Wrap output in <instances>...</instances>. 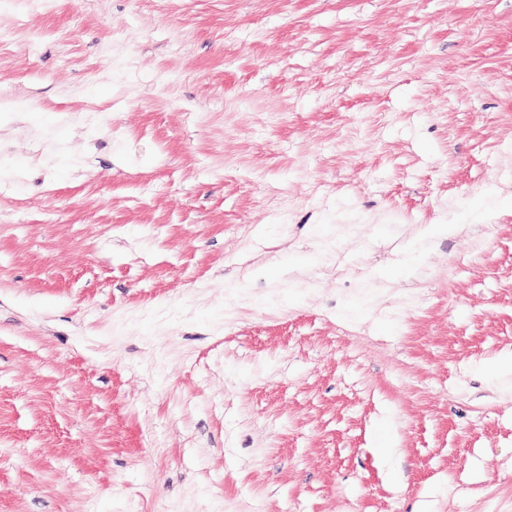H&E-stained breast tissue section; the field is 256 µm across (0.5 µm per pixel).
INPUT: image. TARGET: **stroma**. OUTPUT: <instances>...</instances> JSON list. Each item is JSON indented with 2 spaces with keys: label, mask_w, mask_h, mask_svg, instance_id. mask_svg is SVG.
<instances>
[{
  "label": "stroma",
  "mask_w": 512,
  "mask_h": 512,
  "mask_svg": "<svg viewBox=\"0 0 512 512\" xmlns=\"http://www.w3.org/2000/svg\"><path fill=\"white\" fill-rule=\"evenodd\" d=\"M0 101V512H512V0H0Z\"/></svg>",
  "instance_id": "1"
}]
</instances>
